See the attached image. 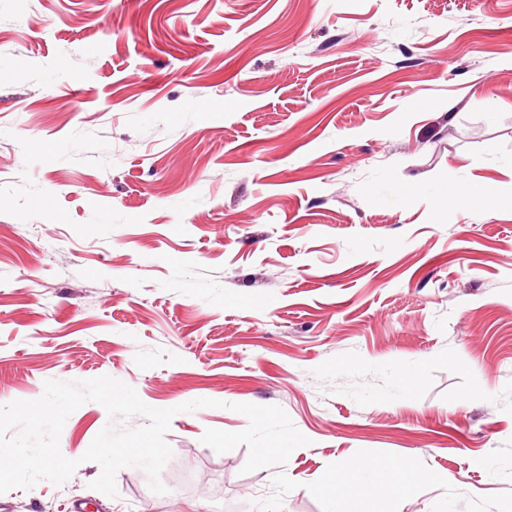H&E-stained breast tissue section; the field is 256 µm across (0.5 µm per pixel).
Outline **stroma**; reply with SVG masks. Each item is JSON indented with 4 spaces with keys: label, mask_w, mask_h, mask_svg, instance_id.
<instances>
[{
    "label": "stroma",
    "mask_w": 512,
    "mask_h": 512,
    "mask_svg": "<svg viewBox=\"0 0 512 512\" xmlns=\"http://www.w3.org/2000/svg\"><path fill=\"white\" fill-rule=\"evenodd\" d=\"M104 375L223 406L111 497L85 403L8 512H327L340 467L380 512L402 463L398 512H512V0H0V404ZM229 402L309 445L243 473Z\"/></svg>",
    "instance_id": "stroma-1"
}]
</instances>
